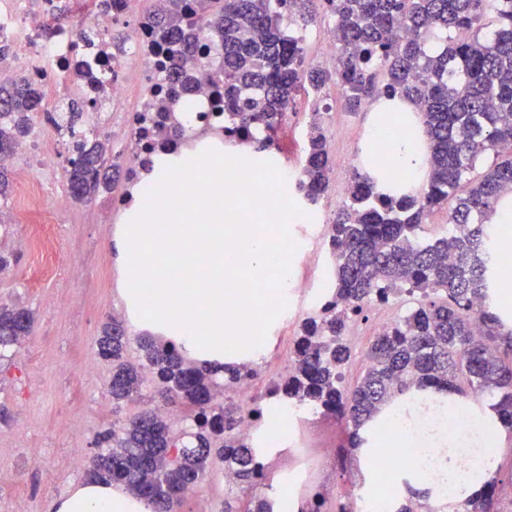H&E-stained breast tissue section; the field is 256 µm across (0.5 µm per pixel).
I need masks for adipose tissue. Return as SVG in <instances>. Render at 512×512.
Returning a JSON list of instances; mask_svg holds the SVG:
<instances>
[{"mask_svg": "<svg viewBox=\"0 0 512 512\" xmlns=\"http://www.w3.org/2000/svg\"><path fill=\"white\" fill-rule=\"evenodd\" d=\"M404 99L378 101L371 136L383 143L385 156H372L367 170L383 164L421 187L426 159L422 129L408 132L397 114L412 111ZM203 196L176 185L158 166L143 181V197L129 210V222L112 239L116 265L124 272H150V293L124 289L121 300L135 333L175 341L198 362L222 366L239 356L254 357L258 325L284 305L272 275L288 281V228L268 227L261 218L280 195V185L255 186L250 177L228 186L224 168L212 166ZM201 256L194 273H186V256ZM380 439L400 449L413 486L447 497L455 512L496 471L507 432L493 409L475 414L469 399L444 392L439 402L417 401L386 407L375 419ZM51 512H152L146 502L106 481H84L55 499Z\"/></svg>", "mask_w": 512, "mask_h": 512, "instance_id": "ef3b65f1", "label": "adipose tissue"}]
</instances>
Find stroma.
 <instances>
[{"instance_id":"stroma-1","label":"stroma","mask_w":512,"mask_h":512,"mask_svg":"<svg viewBox=\"0 0 512 512\" xmlns=\"http://www.w3.org/2000/svg\"><path fill=\"white\" fill-rule=\"evenodd\" d=\"M319 98L300 94L287 117V155L264 151L249 160L248 168H263L284 180V203L303 208L294 192V176L304 158L306 132L320 121L330 157L341 158L345 168L336 170L327 192L305 224L288 227V260L299 268L303 251L323 248V230L336 216L339 183L363 170L373 99L361 110L349 111L347 89L328 82ZM123 182L99 190L86 203L73 204L68 219L56 229L55 274L41 275L40 255L27 248L29 225L19 223L16 202L0 208V251L17 258L13 274L0 279V301L19 303L31 310L33 329L22 345L0 360V433L19 432L34 441L39 452L27 456L19 448L0 445V495L22 493L27 512H49L53 499L86 478L97 451L99 436L110 429L114 416L139 413L144 403L135 397L125 401L120 414H113L106 387L112 365L103 361L96 342L102 325L120 311L121 281L112 264L109 247L113 225L107 224L108 200L120 194ZM84 258L82 278L69 279L65 271L77 258ZM80 449L78 468L60 477L71 449ZM326 512L350 502L362 484L353 457L333 459L325 471Z\"/></svg>"}]
</instances>
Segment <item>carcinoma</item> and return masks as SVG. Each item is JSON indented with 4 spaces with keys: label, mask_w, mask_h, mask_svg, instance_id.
<instances>
[{
    "label": "carcinoma",
    "mask_w": 512,
    "mask_h": 512,
    "mask_svg": "<svg viewBox=\"0 0 512 512\" xmlns=\"http://www.w3.org/2000/svg\"><path fill=\"white\" fill-rule=\"evenodd\" d=\"M149 13L160 39L176 46L166 81L192 82L181 58L196 49L187 32L197 14L224 52V115L233 131L263 150L295 96L319 89L331 76L304 68L300 38L283 21L304 23L316 6L335 20L336 82L350 91L356 111L363 97L379 92L411 101L422 117L429 157L420 190L399 186L381 191L355 174L353 188L330 225L331 292L336 304L359 306L406 291L422 300L371 344L370 365L350 390L341 388V368L351 358L344 340L348 315L310 319L295 352L286 394L321 406L345 423L349 446L359 429L391 398L413 387L473 393L493 402L512 425V332L494 288L498 253L494 216L512 198V0H162ZM43 111L42 96L23 79L0 83V199L12 186L7 160L18 136ZM102 150L78 143L67 184L76 201L100 184ZM492 164L477 174V163ZM331 165L318 123L307 145L295 189L314 204L327 191ZM435 208L446 209L448 234L420 240L422 224ZM32 313L0 304V349L29 336ZM129 337L112 319L97 341L98 354L112 361L108 392L119 402L141 394L146 376L156 383L157 404L136 417L116 420L97 441L94 479L122 486L145 500L152 512H178L182 492L205 481L213 456L235 475L246 494L270 479L256 463V450L238 434L249 415L243 404L217 400L242 376L235 366L217 372L189 362L173 342L141 338L144 362L125 360ZM184 410L186 429L175 435L165 411ZM467 512H498L496 481L469 502Z\"/></svg>",
    "instance_id": "1"
}]
</instances>
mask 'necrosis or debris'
Returning a JSON list of instances; mask_svg holds the SVG:
<instances>
[{
	"mask_svg": "<svg viewBox=\"0 0 512 512\" xmlns=\"http://www.w3.org/2000/svg\"><path fill=\"white\" fill-rule=\"evenodd\" d=\"M83 22L77 36L70 19ZM133 21L124 49L113 47L105 31L113 24ZM168 53L159 42L139 0H0V80L22 77L38 87L54 120L32 127L14 151L15 197L23 207L24 223L35 225L31 250L43 257L55 251L53 225L61 223L71 204L61 192L52 208L42 206L46 186L57 178L60 147L76 148L69 132L72 110L86 112L101 131L98 143L111 147L112 115H127L130 137L124 151L128 191L113 198L112 208L127 210L134 201L133 186L148 171L151 157L160 151L167 132L180 129V147L211 140L216 147L247 148L248 142L231 136L224 118V62L208 32L199 35V47L183 60L186 74L199 77L197 90L170 89L165 80ZM293 431L309 446L308 458L282 452L265 464L267 473L284 472L308 487L309 502L324 493V485L309 460L325 457L312 446L310 433L321 417L315 410L293 409Z\"/></svg>",
	"mask_w": 512,
	"mask_h": 512,
	"instance_id": "1",
	"label": "necrosis or debris"
}]
</instances>
